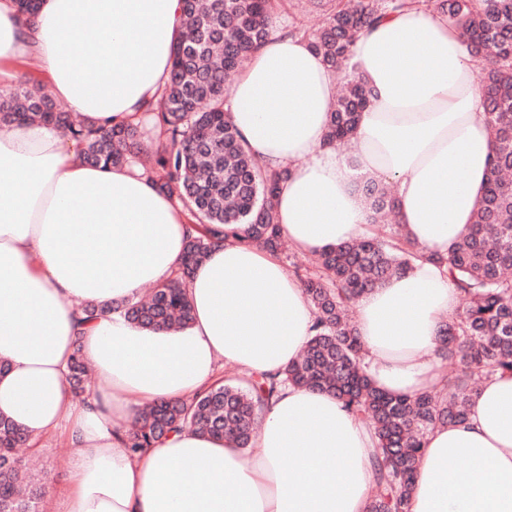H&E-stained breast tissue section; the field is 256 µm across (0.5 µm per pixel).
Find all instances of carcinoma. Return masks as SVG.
<instances>
[{"label": "carcinoma", "mask_w": 512, "mask_h": 512, "mask_svg": "<svg viewBox=\"0 0 512 512\" xmlns=\"http://www.w3.org/2000/svg\"><path fill=\"white\" fill-rule=\"evenodd\" d=\"M285 0H183V32L173 50L167 87L147 105L151 127L164 139L144 165L158 189L183 206L197 234L187 243L179 274L155 286L145 299L122 311L148 328H182L191 319L185 282L206 255L214 236H235L247 225L248 240L278 252L283 245L275 199L284 173L260 165L228 118V74L266 40L272 14ZM334 9L313 26L300 22L288 32L307 38L332 68L350 61L361 31L395 12L433 6L464 36L472 57L485 63L480 83L492 138L490 178L471 231L447 258L464 300L441 334L444 357L455 373L442 387L413 397L391 395L368 379L363 347L350 308L385 280L407 273L426 258L395 225L380 237L344 243L318 254L315 270H295L315 314L314 336L285 378L235 377L190 401H161L138 417L126 447L137 455L168 434L184 429L232 437L250 446L258 412L285 382L336 395L346 410L369 422L377 438L373 461L375 490L368 512H408L423 439L438 426L460 424L471 397L493 375L512 374V0H332ZM365 81L350 71L331 112L327 142L352 140L359 112L368 102ZM41 121L74 139L91 165H119L140 153L139 124L78 129L42 93L34 79L0 94V123ZM374 221L392 213L391 190L367 176L357 180ZM87 365L72 357L69 382L85 392ZM26 440L16 425L0 417V512H41L45 485L24 480L25 464L16 449Z\"/></svg>", "instance_id": "1"}]
</instances>
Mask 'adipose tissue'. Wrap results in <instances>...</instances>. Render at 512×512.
<instances>
[{
    "mask_svg": "<svg viewBox=\"0 0 512 512\" xmlns=\"http://www.w3.org/2000/svg\"><path fill=\"white\" fill-rule=\"evenodd\" d=\"M181 17V0H41L26 22L0 0V89L33 55L74 123L139 120L169 80ZM81 31L98 38L72 52ZM351 62L372 90L351 153L326 141L337 73L275 23L230 89L229 118L251 153L286 170L276 217L301 252L368 234L359 174L392 186L396 220L425 257L362 296L354 327L373 384L415 395L443 379L439 334L459 292L434 259L471 228L492 140L467 43L440 14L385 16L355 38ZM192 231L137 164H88L40 122L0 136V416L33 443L66 431L72 481L55 512H366L376 437L318 390L284 388L249 449L183 430L127 452L124 425L145 405L192 398L226 363L282 373L313 335L301 282L243 236L194 267L189 326L125 318L144 285L177 274ZM84 302L95 319L83 320ZM77 353L95 372L82 403L66 381ZM409 512H512V377L487 380L464 423L426 435Z\"/></svg>",
    "mask_w": 512,
    "mask_h": 512,
    "instance_id": "obj_1",
    "label": "adipose tissue"
}]
</instances>
